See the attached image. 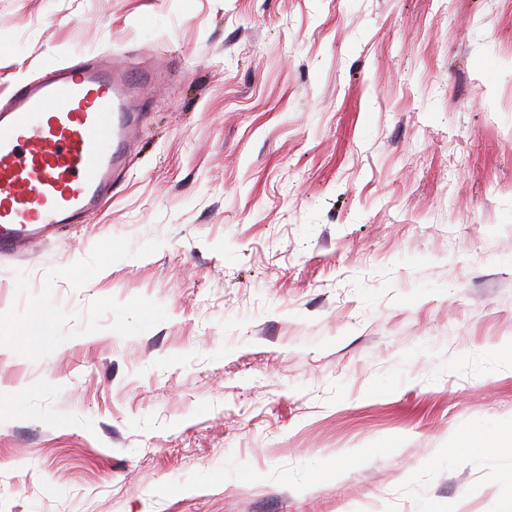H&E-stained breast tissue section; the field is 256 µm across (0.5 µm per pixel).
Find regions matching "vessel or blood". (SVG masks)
I'll return each mask as SVG.
<instances>
[{"mask_svg":"<svg viewBox=\"0 0 512 512\" xmlns=\"http://www.w3.org/2000/svg\"><path fill=\"white\" fill-rule=\"evenodd\" d=\"M150 70L52 64L0 107V254L26 256L112 198L144 119Z\"/></svg>","mask_w":512,"mask_h":512,"instance_id":"b4317fda","label":"vessel or blood"}]
</instances>
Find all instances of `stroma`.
<instances>
[{"label": "stroma", "mask_w": 512, "mask_h": 512, "mask_svg": "<svg viewBox=\"0 0 512 512\" xmlns=\"http://www.w3.org/2000/svg\"><path fill=\"white\" fill-rule=\"evenodd\" d=\"M96 55L167 68L0 258V512H502L512 0H0V105Z\"/></svg>", "instance_id": "stroma-1"}]
</instances>
